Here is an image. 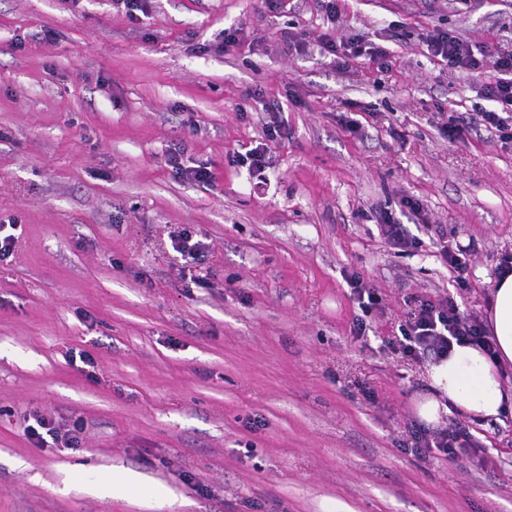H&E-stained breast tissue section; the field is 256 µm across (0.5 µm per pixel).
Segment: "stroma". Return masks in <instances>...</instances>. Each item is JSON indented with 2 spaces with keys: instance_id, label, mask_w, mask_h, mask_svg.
<instances>
[{
  "instance_id": "obj_1",
  "label": "stroma",
  "mask_w": 512,
  "mask_h": 512,
  "mask_svg": "<svg viewBox=\"0 0 512 512\" xmlns=\"http://www.w3.org/2000/svg\"><path fill=\"white\" fill-rule=\"evenodd\" d=\"M337 10L0 0V223L16 236L0 262V512H512V412L445 416L485 465L406 451L429 361L390 347L418 299L486 319L512 255V142L444 130L489 108V77L426 43L443 29L511 51L512 0ZM228 29L240 43L218 53ZM326 32L386 47L387 66L341 74ZM263 142V173L236 163ZM175 152L212 183L177 173ZM184 229L208 245L191 281L171 243ZM35 414L81 424L78 446L36 447ZM127 469L144 482L128 497L79 488ZM384 233L392 249L406 252L413 246V239L408 236L402 224L393 223L390 219L384 224Z\"/></svg>"
}]
</instances>
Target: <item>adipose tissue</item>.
I'll return each mask as SVG.
<instances>
[{
	"label": "adipose tissue",
	"instance_id": "ef3b65f1",
	"mask_svg": "<svg viewBox=\"0 0 512 512\" xmlns=\"http://www.w3.org/2000/svg\"><path fill=\"white\" fill-rule=\"evenodd\" d=\"M490 323L495 355L457 344L447 356L429 364L427 391L414 403L420 420L439 424L453 405L469 418L497 420L512 403V385L505 377L506 368L512 366V273L496 283Z\"/></svg>",
	"mask_w": 512,
	"mask_h": 512
}]
</instances>
